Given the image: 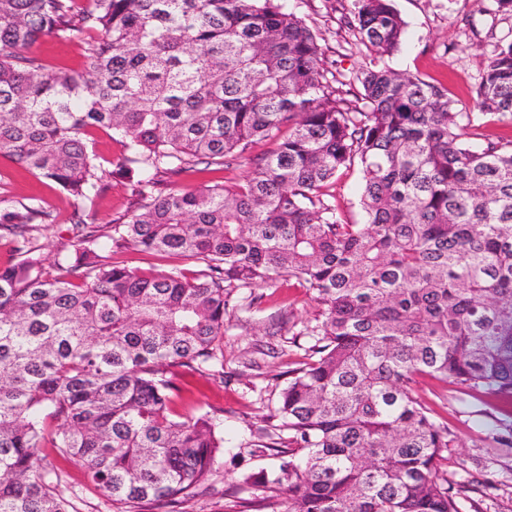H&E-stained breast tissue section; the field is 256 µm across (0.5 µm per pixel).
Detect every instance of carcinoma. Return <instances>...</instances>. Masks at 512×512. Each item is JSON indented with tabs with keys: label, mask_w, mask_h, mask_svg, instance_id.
Instances as JSON below:
<instances>
[{
	"label": "carcinoma",
	"mask_w": 512,
	"mask_h": 512,
	"mask_svg": "<svg viewBox=\"0 0 512 512\" xmlns=\"http://www.w3.org/2000/svg\"><path fill=\"white\" fill-rule=\"evenodd\" d=\"M288 0H0V154L74 200L81 228L57 274L32 245L35 198L0 199L22 259L0 268V512H74L55 461L118 512L204 495L224 436L214 414L174 411V369L222 351L238 288L296 279L323 306L318 358L290 371L277 414L305 462L282 464L283 512H459L436 472L448 426L414 376L512 391V141L473 142L448 90L389 67L407 22L393 0H351L368 50L355 103ZM78 39L80 72L30 51ZM512 121V41L475 88ZM123 148L131 206L103 232L83 204L106 171L90 130ZM244 181L172 191L193 165L243 157ZM362 168L361 224L323 189ZM135 247L203 265L144 276L104 252Z\"/></svg>",
	"instance_id": "1"
}]
</instances>
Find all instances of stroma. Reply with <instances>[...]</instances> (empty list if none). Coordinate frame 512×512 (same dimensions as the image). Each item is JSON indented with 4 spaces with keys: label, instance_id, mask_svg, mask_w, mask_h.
Returning a JSON list of instances; mask_svg holds the SVG:
<instances>
[{
    "label": "stroma",
    "instance_id": "stroma-1",
    "mask_svg": "<svg viewBox=\"0 0 512 512\" xmlns=\"http://www.w3.org/2000/svg\"><path fill=\"white\" fill-rule=\"evenodd\" d=\"M408 24L401 50L389 60L392 68L407 70L447 86L460 111L471 113L472 132L494 140H512V124L481 113L474 89L488 57L500 41L512 40V14H492L483 0H395ZM350 0H288V8L303 18L317 35L327 68L341 81L351 80L366 50L341 19ZM273 141L255 144L250 157L229 166L188 171L172 187L196 190L206 184L237 183L251 170V156L267 153ZM106 189L87 205L92 223L106 225L123 213L130 200L123 183L105 177ZM358 169L340 171L327 189L343 219L362 222L358 205ZM37 198L54 220L42 225L37 244L48 262L61 259L76 240L70 222L71 198L51 181L35 176L0 156V198ZM113 262L144 275L178 267L195 271L194 263L176 253L155 254L130 247L112 256ZM232 310L224 325V375L209 368L182 369L177 380L198 407L215 412L224 433V455L210 492L186 504V512H240L243 501L269 496L282 502L286 485L265 490L247 483L252 474H276L287 460L302 458L297 448L258 447L260 430L274 431L273 413L287 384L288 370L308 361L315 337L308 330L321 309L314 296L296 280L279 279L273 287L241 288L234 292ZM417 396L433 411L436 422L447 424L449 445L439 465L440 477L460 512H512V397L494 390L471 389L454 382L418 377Z\"/></svg>",
    "mask_w": 512,
    "mask_h": 512
}]
</instances>
